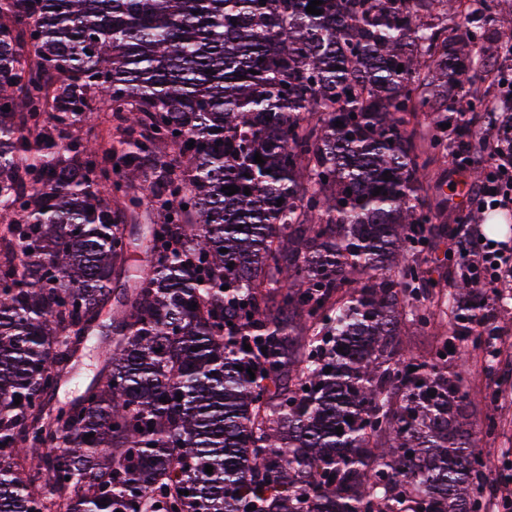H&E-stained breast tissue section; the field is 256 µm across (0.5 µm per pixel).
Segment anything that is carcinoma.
Returning <instances> with one entry per match:
<instances>
[{
  "mask_svg": "<svg viewBox=\"0 0 512 512\" xmlns=\"http://www.w3.org/2000/svg\"><path fill=\"white\" fill-rule=\"evenodd\" d=\"M310 3L0 0V512H495L448 374L472 286L468 345L404 346L448 81L488 67L453 32L495 0ZM98 369L99 361L96 352L89 350L83 351L79 358V375L70 377L77 379L79 385L75 387L73 382L65 383L64 381L56 391L58 392L57 398L53 397V402L64 404L76 398L83 391L85 385L97 374Z\"/></svg>",
  "mask_w": 512,
  "mask_h": 512,
  "instance_id": "cac0c4a2",
  "label": "carcinoma"
}]
</instances>
